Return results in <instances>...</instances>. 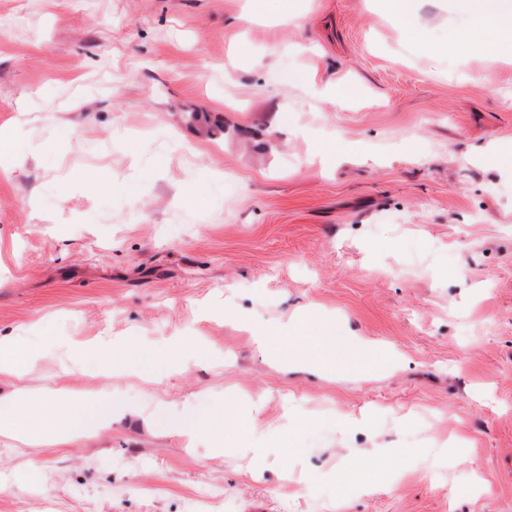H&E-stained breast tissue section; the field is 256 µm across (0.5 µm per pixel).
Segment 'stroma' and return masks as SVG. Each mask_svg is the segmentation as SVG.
Here are the masks:
<instances>
[{"label":"stroma","mask_w":512,"mask_h":512,"mask_svg":"<svg viewBox=\"0 0 512 512\" xmlns=\"http://www.w3.org/2000/svg\"><path fill=\"white\" fill-rule=\"evenodd\" d=\"M296 4L288 21L275 0H0V134L25 153L0 169V340L36 354L0 391L130 408L62 446L1 431L0 512H189L204 490L209 512H512V164L493 156L512 64L447 44L475 27L452 0H420L411 26L385 0ZM202 111L224 138L190 127ZM333 141L358 152L317 154ZM300 307L308 335L381 341L402 365L286 372L235 321ZM115 336H189L192 359L111 376L88 349ZM231 394L263 402L261 468L155 419L231 428ZM347 466L385 487L310 483Z\"/></svg>","instance_id":"stroma-1"}]
</instances>
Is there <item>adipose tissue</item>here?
<instances>
[{
    "label": "adipose tissue",
    "instance_id": "adipose-tissue-1",
    "mask_svg": "<svg viewBox=\"0 0 512 512\" xmlns=\"http://www.w3.org/2000/svg\"><path fill=\"white\" fill-rule=\"evenodd\" d=\"M458 9L471 17L489 22L483 50L495 59L512 60V0H456ZM309 320L308 315L295 314L274 326H267L247 318L244 328L252 333L256 349L273 363L289 370H299L325 378L336 376V352L329 336L317 337L314 349L304 347L299 334ZM130 340L115 338L103 343L96 351L103 368L112 374L138 373L149 369L164 375L179 369L185 362L189 346L185 337L173 338L162 357L146 351L131 353ZM347 349L352 357L347 366L350 372L362 375H381L399 366L401 356L393 349L366 340L349 341ZM73 398L69 392L48 393L41 401H34L22 387L0 395V427L23 429L34 441H48L54 445L67 444L75 435ZM175 429L184 431L187 439L206 433L211 437L214 453L225 450L251 456L255 465H263L266 450L252 442L253 424L243 419L232 430H225L212 420L205 423L184 424L178 421Z\"/></svg>",
    "mask_w": 512,
    "mask_h": 512
}]
</instances>
